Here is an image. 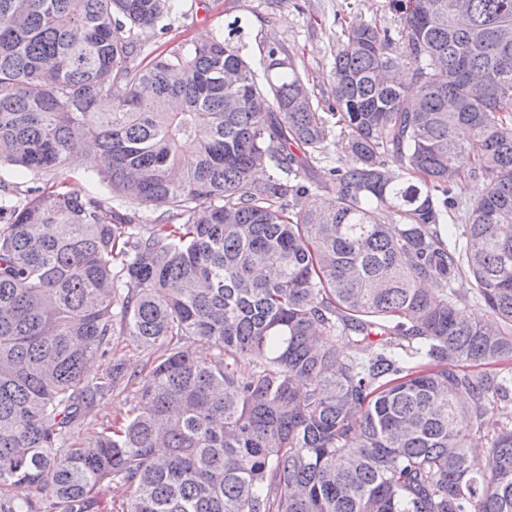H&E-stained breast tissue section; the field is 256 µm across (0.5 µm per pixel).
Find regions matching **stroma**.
Returning <instances> with one entry per match:
<instances>
[{
  "mask_svg": "<svg viewBox=\"0 0 512 512\" xmlns=\"http://www.w3.org/2000/svg\"><path fill=\"white\" fill-rule=\"evenodd\" d=\"M350 9L360 21L377 20L392 32L400 24L387 7V0H183L179 11L166 20L164 29L146 34L148 48L159 52L180 43L200 41L229 33L237 22L235 43L255 70H262L267 46H279L294 56L297 67L315 88H327L333 66L330 34L335 15ZM137 403L133 386H122L98 400L90 412L86 436H95L103 425L131 415Z\"/></svg>",
  "mask_w": 512,
  "mask_h": 512,
  "instance_id": "obj_1",
  "label": "stroma"
}]
</instances>
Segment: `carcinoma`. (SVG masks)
Masks as SVG:
<instances>
[{
  "instance_id": "obj_1",
  "label": "carcinoma",
  "mask_w": 512,
  "mask_h": 512,
  "mask_svg": "<svg viewBox=\"0 0 512 512\" xmlns=\"http://www.w3.org/2000/svg\"><path fill=\"white\" fill-rule=\"evenodd\" d=\"M176 5L0 0V166L122 202L0 182V512H512V0L342 18L320 95L223 36L143 58ZM117 334L155 358L89 378ZM61 180H65L67 188L74 193L95 196L109 206L116 205V201H112V192L107 184L96 176L86 175L80 170L65 169ZM135 390V386L123 385L99 399L88 416L90 425L84 431V437L95 436L101 426L130 416L137 403Z\"/></svg>"
}]
</instances>
